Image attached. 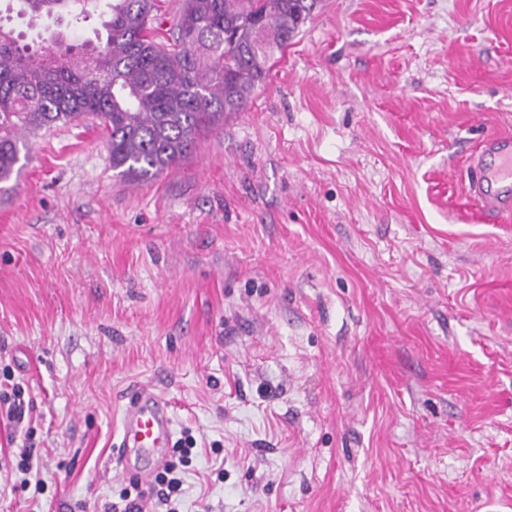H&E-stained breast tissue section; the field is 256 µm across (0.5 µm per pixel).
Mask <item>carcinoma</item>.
<instances>
[{
    "instance_id": "obj_1",
    "label": "carcinoma",
    "mask_w": 512,
    "mask_h": 512,
    "mask_svg": "<svg viewBox=\"0 0 512 512\" xmlns=\"http://www.w3.org/2000/svg\"><path fill=\"white\" fill-rule=\"evenodd\" d=\"M30 22L65 10L101 18L105 43L30 51L0 26V181L28 137L92 117L128 184L177 168L224 115L241 112L269 62L299 33L312 0H183L168 29L158 0H18Z\"/></svg>"
}]
</instances>
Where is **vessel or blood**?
<instances>
[{
  "mask_svg": "<svg viewBox=\"0 0 512 512\" xmlns=\"http://www.w3.org/2000/svg\"><path fill=\"white\" fill-rule=\"evenodd\" d=\"M474 177L470 194L474 203L490 214L512 209V139L487 140L484 153L471 158ZM174 434V419L168 401L147 387H140L125 409L121 443L115 459L119 474H127L131 460L142 461L138 480L150 486L152 476L167 462V451Z\"/></svg>",
  "mask_w": 512,
  "mask_h": 512,
  "instance_id": "vessel-or-blood-1",
  "label": "vessel or blood"
}]
</instances>
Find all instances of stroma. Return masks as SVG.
<instances>
[{
	"instance_id": "obj_1",
	"label": "stroma",
	"mask_w": 512,
	"mask_h": 512,
	"mask_svg": "<svg viewBox=\"0 0 512 512\" xmlns=\"http://www.w3.org/2000/svg\"><path fill=\"white\" fill-rule=\"evenodd\" d=\"M9 2L30 49L96 36ZM495 134L512 0H318L146 183L93 122L30 136L0 182V368L31 401L0 415V512H109L142 385L197 440L180 512H512V214L468 196ZM29 429L39 494L10 469Z\"/></svg>"
}]
</instances>
